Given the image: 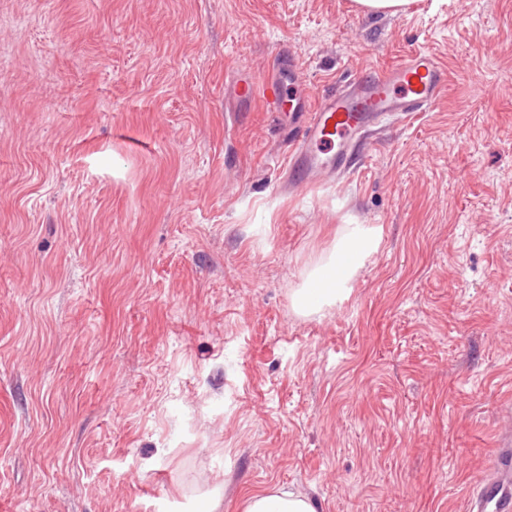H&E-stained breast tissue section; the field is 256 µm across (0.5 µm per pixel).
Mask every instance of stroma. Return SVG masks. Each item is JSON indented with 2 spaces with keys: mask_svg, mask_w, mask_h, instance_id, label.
Listing matches in <instances>:
<instances>
[{
  "mask_svg": "<svg viewBox=\"0 0 512 512\" xmlns=\"http://www.w3.org/2000/svg\"><path fill=\"white\" fill-rule=\"evenodd\" d=\"M417 47L433 107L285 188L238 83ZM347 224L379 250L297 315ZM511 400L512 0H0V512H466ZM243 512H316L312 500L283 488L253 492L243 502Z\"/></svg>",
  "mask_w": 512,
  "mask_h": 512,
  "instance_id": "1",
  "label": "stroma"
}]
</instances>
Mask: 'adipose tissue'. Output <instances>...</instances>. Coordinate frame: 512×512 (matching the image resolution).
Returning a JSON list of instances; mask_svg holds the SVG:
<instances>
[{"label": "adipose tissue", "instance_id": "obj_1", "mask_svg": "<svg viewBox=\"0 0 512 512\" xmlns=\"http://www.w3.org/2000/svg\"><path fill=\"white\" fill-rule=\"evenodd\" d=\"M381 239L379 227L345 225L330 253L293 293L294 310L304 315L317 314L346 300L352 292L354 278L377 252ZM243 512H316V508L306 496L272 488L248 494Z\"/></svg>", "mask_w": 512, "mask_h": 512}]
</instances>
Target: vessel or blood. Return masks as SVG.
<instances>
[{
  "label": "vessel or blood",
  "mask_w": 512,
  "mask_h": 512,
  "mask_svg": "<svg viewBox=\"0 0 512 512\" xmlns=\"http://www.w3.org/2000/svg\"><path fill=\"white\" fill-rule=\"evenodd\" d=\"M295 58L282 60L262 83L244 80L238 94L262 96L268 111H278L289 85L301 80ZM448 81L438 58L415 49L387 68H362L340 88L323 97L296 99L295 132L288 141V182L305 190L321 179L350 172L364 132L388 117L410 120L428 111ZM490 475L478 487L471 512H512V437L503 436L489 463Z\"/></svg>",
  "instance_id": "b4317fda"
}]
</instances>
